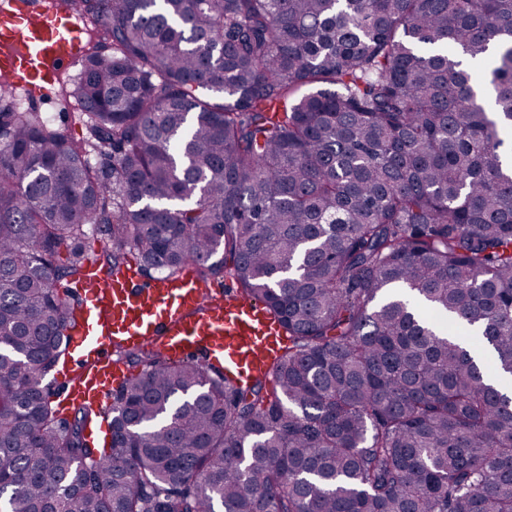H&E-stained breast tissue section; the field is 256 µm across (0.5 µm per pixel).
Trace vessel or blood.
Instances as JSON below:
<instances>
[{
    "instance_id": "b4317fda",
    "label": "vessel or blood",
    "mask_w": 512,
    "mask_h": 512,
    "mask_svg": "<svg viewBox=\"0 0 512 512\" xmlns=\"http://www.w3.org/2000/svg\"><path fill=\"white\" fill-rule=\"evenodd\" d=\"M85 24L42 5L0 14V71L35 97L76 65ZM72 366L80 379L64 401L96 411L112 393V347L153 348L168 359L201 356L235 383L266 372L285 333L264 306L231 290L212 295L194 272L144 281L138 272L88 266L77 289L69 330Z\"/></svg>"
}]
</instances>
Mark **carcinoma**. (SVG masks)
<instances>
[{
	"instance_id": "obj_1",
	"label": "carcinoma",
	"mask_w": 512,
	"mask_h": 512,
	"mask_svg": "<svg viewBox=\"0 0 512 512\" xmlns=\"http://www.w3.org/2000/svg\"><path fill=\"white\" fill-rule=\"evenodd\" d=\"M44 5L98 40L82 139L0 73V512H512V0ZM90 239L288 345L245 389L116 347L91 448L43 385Z\"/></svg>"
}]
</instances>
